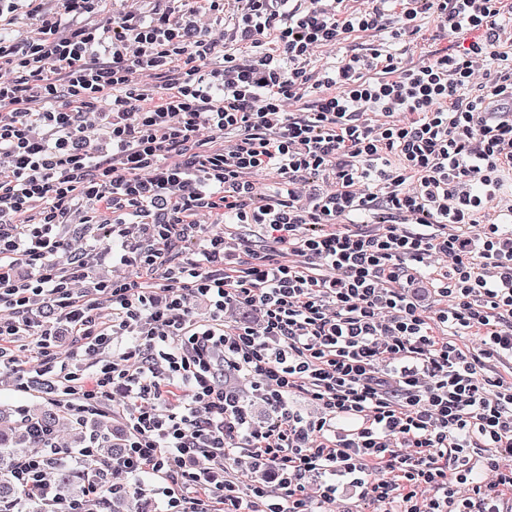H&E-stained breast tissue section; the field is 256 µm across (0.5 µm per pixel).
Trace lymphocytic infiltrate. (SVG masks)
<instances>
[{
	"label": "lymphocytic infiltrate",
	"instance_id": "obj_1",
	"mask_svg": "<svg viewBox=\"0 0 512 512\" xmlns=\"http://www.w3.org/2000/svg\"><path fill=\"white\" fill-rule=\"evenodd\" d=\"M56 2L32 4L34 36H0L14 73L0 79V367L27 388L16 350L33 343L32 369L79 422L121 395L108 468L169 481L164 512H316L348 488L362 512H502L512 208L484 217L512 177L504 0H179L106 20L101 0ZM393 4L391 41L430 17L473 34L467 53L407 68L373 48L310 69L382 30ZM203 14L231 16L229 36ZM79 215L138 278L56 262ZM229 224L259 227L271 250ZM436 257L429 316L412 287ZM244 307L257 322L227 323ZM65 334L80 349L61 350ZM242 456L272 485L216 479Z\"/></svg>",
	"mask_w": 512,
	"mask_h": 512
}]
</instances>
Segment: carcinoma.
<instances>
[{
    "label": "carcinoma",
    "instance_id": "1",
    "mask_svg": "<svg viewBox=\"0 0 512 512\" xmlns=\"http://www.w3.org/2000/svg\"><path fill=\"white\" fill-rule=\"evenodd\" d=\"M71 422L66 409L52 406L38 409L29 414L20 429L7 431L0 429V512H44L45 505L40 496L26 494L16 483L13 472L18 460L27 456V449L36 448L39 439L32 435L31 426L39 424L48 431H57L64 422ZM121 452L119 444L112 443L106 436L97 453L79 460L68 458L66 452H49L44 455L43 464L53 483L67 501L79 503L91 512H145V503L137 496L123 492L95 499L86 495L92 483L107 482L104 464Z\"/></svg>",
    "mask_w": 512,
    "mask_h": 512
}]
</instances>
